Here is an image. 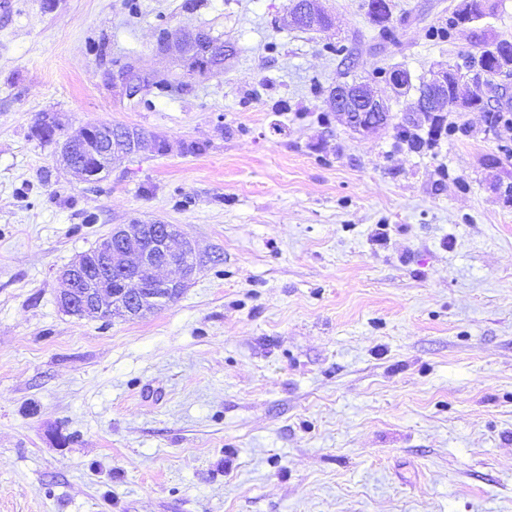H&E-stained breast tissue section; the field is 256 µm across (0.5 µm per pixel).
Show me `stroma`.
<instances>
[{"label": "stroma", "instance_id": "stroma-1", "mask_svg": "<svg viewBox=\"0 0 512 512\" xmlns=\"http://www.w3.org/2000/svg\"><path fill=\"white\" fill-rule=\"evenodd\" d=\"M0 11V512H512V127L422 155L350 132L330 86L412 78L512 41V0L430 41L457 0H11ZM203 29L202 77L157 49ZM344 45L347 58L325 48ZM156 86L128 100L125 65ZM62 133L108 122L171 152L78 180ZM206 144L200 154L183 144ZM196 248L181 295L78 318L58 275L113 225ZM384 1L391 2L390 0H368L367 14L371 21L378 28L379 37L383 41L396 44L398 42V35L396 26L392 20V8L390 3V12L385 10Z\"/></svg>", "mask_w": 512, "mask_h": 512}]
</instances>
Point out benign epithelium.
Instances as JSON below:
<instances>
[{
	"label": "benign epithelium",
	"instance_id": "1",
	"mask_svg": "<svg viewBox=\"0 0 512 512\" xmlns=\"http://www.w3.org/2000/svg\"><path fill=\"white\" fill-rule=\"evenodd\" d=\"M197 38V34L187 32L174 40L168 39L164 51L175 54L187 66L190 60L185 41L193 42ZM464 71L471 76V83L481 88L490 75L495 82L501 79L498 73L493 75L487 69L480 70L466 65L439 68L425 78L429 95L421 104L414 106L412 111L403 113L398 120L390 113L386 100L378 95L369 82L341 84L332 88V107L350 129L359 135L374 134L399 122L410 123L420 112L438 119L451 107L448 103L449 76H458ZM119 80L130 99L144 94L149 86L147 80L133 75H121ZM366 112L380 114L377 127L365 124L363 117ZM82 139L88 149H96L101 153L104 157L102 165L88 171L81 160V151L71 143L60 145V157L83 180L98 178L108 170L117 156L146 150L167 151L170 148V145L158 143L146 134L139 135L129 128L112 123H93L87 126L82 132ZM189 251H193L191 243L178 240L171 234L167 224H119L100 242L93 262L77 260L63 270L60 307L79 317H90L114 309L129 317H136L146 311L150 304L158 305L171 300V295L182 289L184 281L195 274L196 268L180 260V256ZM168 267L178 269L181 279L168 280L160 276V271ZM95 276L110 278L112 288L105 292L100 288L86 287Z\"/></svg>",
	"mask_w": 512,
	"mask_h": 512
}]
</instances>
